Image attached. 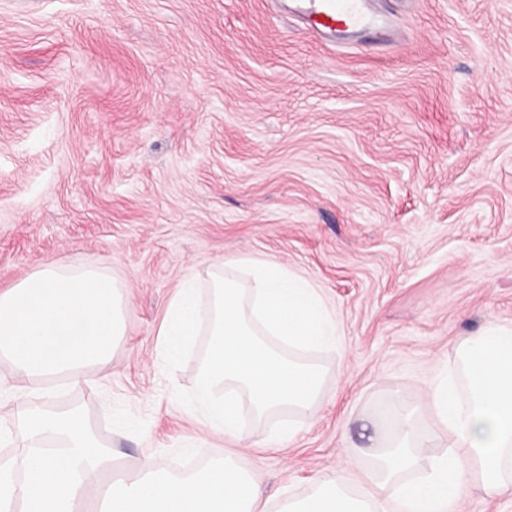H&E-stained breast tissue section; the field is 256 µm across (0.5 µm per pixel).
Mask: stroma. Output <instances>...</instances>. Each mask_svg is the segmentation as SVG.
<instances>
[{
	"label": "stroma",
	"instance_id": "obj_1",
	"mask_svg": "<svg viewBox=\"0 0 512 512\" xmlns=\"http://www.w3.org/2000/svg\"><path fill=\"white\" fill-rule=\"evenodd\" d=\"M299 0H0V289L47 260L124 287L127 334L84 408L118 473L236 455L267 494L348 468L392 391L417 402L463 336L512 326V0H370L330 42ZM271 260L335 314L327 396L214 437L185 411L207 343L167 371L188 274Z\"/></svg>",
	"mask_w": 512,
	"mask_h": 512
}]
</instances>
